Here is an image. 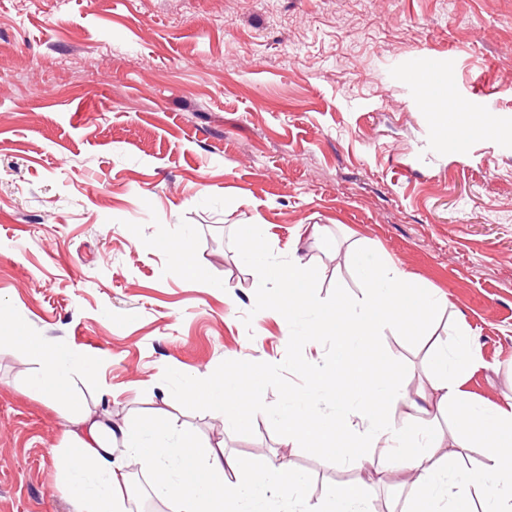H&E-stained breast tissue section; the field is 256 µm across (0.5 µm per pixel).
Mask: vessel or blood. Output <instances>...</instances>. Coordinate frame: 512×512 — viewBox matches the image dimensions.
Segmentation results:
<instances>
[{
  "label": "vessel or blood",
  "mask_w": 512,
  "mask_h": 512,
  "mask_svg": "<svg viewBox=\"0 0 512 512\" xmlns=\"http://www.w3.org/2000/svg\"><path fill=\"white\" fill-rule=\"evenodd\" d=\"M409 77L426 92L423 108L433 119L439 148L457 152L485 140L484 127L495 112L490 97L479 96L466 105L449 97L442 66L426 54L418 56Z\"/></svg>",
  "instance_id": "obj_1"
}]
</instances>
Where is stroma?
I'll return each instance as SVG.
<instances>
[{"label":"stroma","mask_w":512,"mask_h":512,"mask_svg":"<svg viewBox=\"0 0 512 512\" xmlns=\"http://www.w3.org/2000/svg\"><path fill=\"white\" fill-rule=\"evenodd\" d=\"M422 53L446 65L449 91L497 102L499 137L437 149L407 76ZM257 221L270 262L320 270L323 305L361 300L355 252L439 298L422 335L376 333L401 364L387 418L409 413L435 343L460 335L477 359L463 392L511 400L512 0H0V336L95 360L70 382L92 410L164 417L243 466L287 457L310 503L347 483L389 510L371 471L272 418L303 413L306 394L358 423L303 370L335 359L329 340L302 341L311 312H265L239 243ZM185 235L189 271L164 248ZM237 353L275 376L244 427L178 394ZM38 372L35 354L0 347V512H69L54 451L71 442L29 388Z\"/></svg>","instance_id":"35a3bbf8"}]
</instances>
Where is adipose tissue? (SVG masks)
<instances>
[{
  "label": "adipose tissue",
  "mask_w": 512,
  "mask_h": 512,
  "mask_svg": "<svg viewBox=\"0 0 512 512\" xmlns=\"http://www.w3.org/2000/svg\"><path fill=\"white\" fill-rule=\"evenodd\" d=\"M275 278L277 293L270 311L288 317L302 308L314 310L315 321L306 337L312 344L325 336L332 339L336 360L332 367H312L308 373L337 405H350L360 421L348 432L314 413H276L275 420L288 438L358 469L369 462L368 448L375 444L386 448L388 462L376 472L384 480L404 474L401 512H437L443 499L448 512H512V410H488L464 399L462 382L477 364L465 352L466 339L458 341L462 354L449 353L444 346L436 351L429 387L416 393L421 413L449 417L448 431L423 429L405 417L390 420L383 412L399 394L382 373L398 371L399 365L379 355L371 338L383 326L400 336L417 332L439 305L432 292L408 282L394 266L372 261L359 304L351 306L340 299L334 307L322 309L311 295L318 279L314 269L295 261L279 268ZM17 341L39 357L41 369L32 388L57 404L72 441L71 447L59 452L57 469L68 488L70 512H129V480L142 469L152 473L170 512H242L245 502L252 504L253 512H267L277 489L287 490L289 502L305 503L307 482L289 471L287 462L260 454L248 466H237L223 448L201 449L189 431L170 433L160 418L142 422L135 431L126 429L61 393L72 370H91L93 361L65 359L41 336L0 338L5 345ZM241 365L240 359H233L219 380L194 376L184 385L182 397L205 400L225 421L245 426L257 405L263 377L254 368L241 372ZM448 438L460 448L476 443L492 449L490 465L476 470L449 467L435 454ZM471 489L481 498L480 508L472 506L467 495ZM306 512L370 510L359 487L334 484Z\"/></svg>",
  "instance_id": "ef3b65f1"
}]
</instances>
